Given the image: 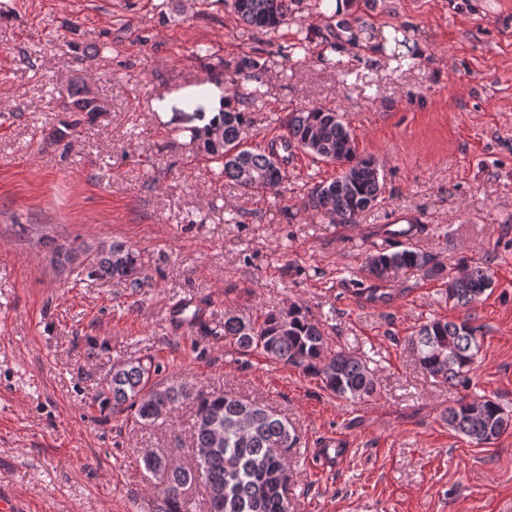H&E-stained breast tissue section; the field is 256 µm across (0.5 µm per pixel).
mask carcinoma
I'll use <instances>...</instances> for the list:
<instances>
[{
  "instance_id": "1",
  "label": "carcinoma",
  "mask_w": 512,
  "mask_h": 512,
  "mask_svg": "<svg viewBox=\"0 0 512 512\" xmlns=\"http://www.w3.org/2000/svg\"><path fill=\"white\" fill-rule=\"evenodd\" d=\"M239 19L254 28L273 29L288 21L293 0H232ZM237 84L260 70V56H246L235 63ZM75 97L70 111L77 117L65 124L73 130L81 122L78 114L105 109L104 102L83 85L71 91ZM251 119L246 112L224 102V111L209 128L192 131L201 152L221 164L224 178L250 194H281L283 164L295 151L315 160L339 166L329 182L315 184L304 206L333 223L355 224L358 218L381 203L383 178L380 165L371 156L357 152L354 137L337 112L307 107L288 113L281 127L279 148H253L246 139ZM90 274L117 280L131 288L142 286L139 254L120 242L100 248L88 263ZM418 272L439 277L448 301L468 307L479 301L493 279L480 262L463 263L445 269L430 264L427 256L408 247L398 251H377L367 257L368 278L386 282L389 271ZM224 344L242 354L258 352L276 364L302 370L320 380L324 390L338 399L363 403L377 391L374 372L361 357L345 350L329 352L318 323L298 305L271 310L256 318L227 310L224 312ZM420 367L444 383L462 387L480 351L476 330L467 321L433 319L409 338ZM162 365L154 358L130 360L112 366V373L98 394L102 410L120 413L130 410L134 422L153 425L170 414L176 403L190 399L195 406L193 464L173 465L152 449L142 453L146 472L159 480L161 506L157 512H191L184 489L199 484L207 493L208 512H289L285 484L292 478L288 453L297 436L271 408L244 402L226 392H194L192 388L162 387L156 381ZM484 413L479 420L473 411ZM448 427L476 445L488 444L512 427V416L496 401L457 400L444 412Z\"/></svg>"
}]
</instances>
